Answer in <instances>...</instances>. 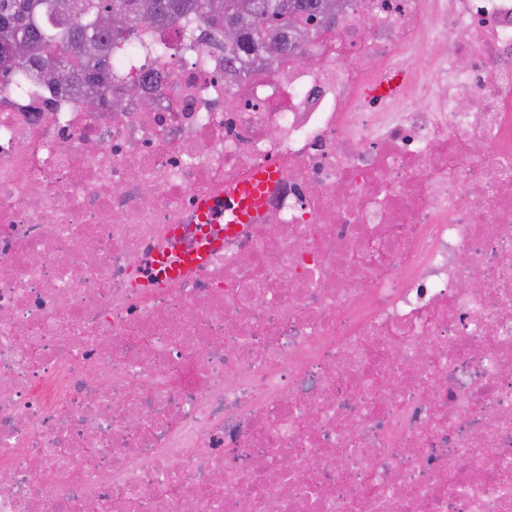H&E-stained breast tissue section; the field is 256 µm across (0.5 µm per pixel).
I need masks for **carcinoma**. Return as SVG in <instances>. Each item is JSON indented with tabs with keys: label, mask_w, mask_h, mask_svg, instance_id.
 Segmentation results:
<instances>
[{
	"label": "carcinoma",
	"mask_w": 512,
	"mask_h": 512,
	"mask_svg": "<svg viewBox=\"0 0 512 512\" xmlns=\"http://www.w3.org/2000/svg\"><path fill=\"white\" fill-rule=\"evenodd\" d=\"M325 0H0V83L29 69L54 86H82L86 102L111 110L112 81L107 56L139 27L166 28L193 39L198 30L224 32V10L238 14L240 34L227 54L234 65L241 50L263 48L286 56L297 49L301 27L328 18ZM116 8L127 14L123 30L103 19ZM21 43L26 56L12 57Z\"/></svg>",
	"instance_id": "obj_1"
}]
</instances>
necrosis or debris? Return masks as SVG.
<instances>
[{"label":"necrosis or debris","mask_w":512,"mask_h":512,"mask_svg":"<svg viewBox=\"0 0 512 512\" xmlns=\"http://www.w3.org/2000/svg\"><path fill=\"white\" fill-rule=\"evenodd\" d=\"M307 38L132 37L117 112L0 87V512H512V0ZM267 177V171L260 172L255 180L241 187L237 194L235 192L231 193L230 196L237 202V219H247L248 216L254 212V209L259 202L264 185L267 182Z\"/></svg>","instance_id":"1"}]
</instances>
